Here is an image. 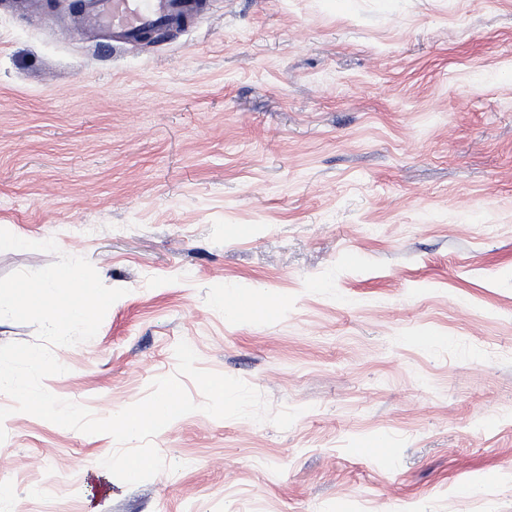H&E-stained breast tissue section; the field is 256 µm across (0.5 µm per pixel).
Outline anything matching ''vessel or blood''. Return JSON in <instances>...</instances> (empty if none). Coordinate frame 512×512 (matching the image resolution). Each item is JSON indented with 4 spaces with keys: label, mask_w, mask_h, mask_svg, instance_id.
<instances>
[{
    "label": "vessel or blood",
    "mask_w": 512,
    "mask_h": 512,
    "mask_svg": "<svg viewBox=\"0 0 512 512\" xmlns=\"http://www.w3.org/2000/svg\"><path fill=\"white\" fill-rule=\"evenodd\" d=\"M203 12L201 0H84L81 20L109 33L120 48L197 21Z\"/></svg>",
    "instance_id": "obj_1"
}]
</instances>
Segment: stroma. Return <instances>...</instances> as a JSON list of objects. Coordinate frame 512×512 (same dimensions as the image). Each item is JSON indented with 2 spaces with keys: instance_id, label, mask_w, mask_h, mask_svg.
Instances as JSON below:
<instances>
[{
  "instance_id": "obj_1",
  "label": "stroma",
  "mask_w": 512,
  "mask_h": 512,
  "mask_svg": "<svg viewBox=\"0 0 512 512\" xmlns=\"http://www.w3.org/2000/svg\"><path fill=\"white\" fill-rule=\"evenodd\" d=\"M77 4L0 0V228L125 291L45 388L111 416L183 340L301 414L181 416L131 486L11 414L14 512H512V0H204L119 50Z\"/></svg>"
}]
</instances>
